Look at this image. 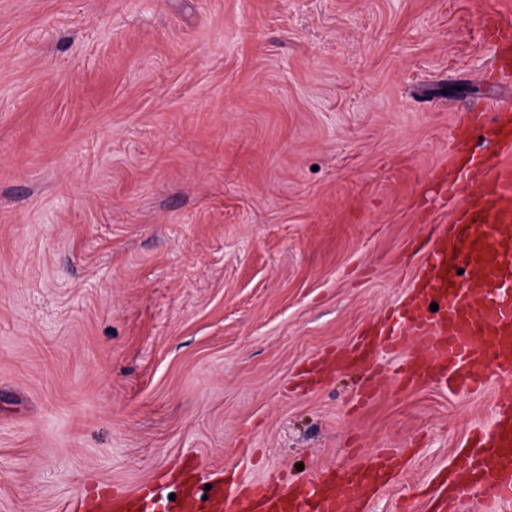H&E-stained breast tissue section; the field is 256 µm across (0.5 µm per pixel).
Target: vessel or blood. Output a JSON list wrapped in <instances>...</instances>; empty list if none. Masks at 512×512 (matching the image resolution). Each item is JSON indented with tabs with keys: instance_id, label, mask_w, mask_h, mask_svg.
<instances>
[{
	"instance_id": "vessel-or-blood-1",
	"label": "vessel or blood",
	"mask_w": 512,
	"mask_h": 512,
	"mask_svg": "<svg viewBox=\"0 0 512 512\" xmlns=\"http://www.w3.org/2000/svg\"><path fill=\"white\" fill-rule=\"evenodd\" d=\"M484 37L502 46L500 70L512 72V24L492 15L482 16ZM487 135L512 146V107L491 102ZM475 132L464 122L457 147L464 158V174L478 182L454 209L448 223L436 224L423 255L414 290L415 312L396 330H380L372 342L379 351H396L412 339L431 338L429 350L407 357L404 377L418 370L430 372L437 383L463 382L481 388L487 371L512 378V185L496 173L492 156L475 153ZM377 485L375 466L360 474L354 497L338 494L329 483L313 492L284 486L276 495L260 486L249 487L243 498L218 497L220 512H238L247 500L250 512H352L357 500L371 495ZM512 512V396L501 395L492 432L461 465L448 489L447 501L434 512H458L473 497ZM94 512H134V500L124 492L99 497Z\"/></svg>"
}]
</instances>
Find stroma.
Instances as JSON below:
<instances>
[{"label":"stroma","instance_id":"35a3bbf8","mask_svg":"<svg viewBox=\"0 0 512 512\" xmlns=\"http://www.w3.org/2000/svg\"><path fill=\"white\" fill-rule=\"evenodd\" d=\"M512 0H0V512L343 479L425 512L507 382L320 358L393 316ZM497 73L496 90L486 77Z\"/></svg>","mask_w":512,"mask_h":512}]
</instances>
